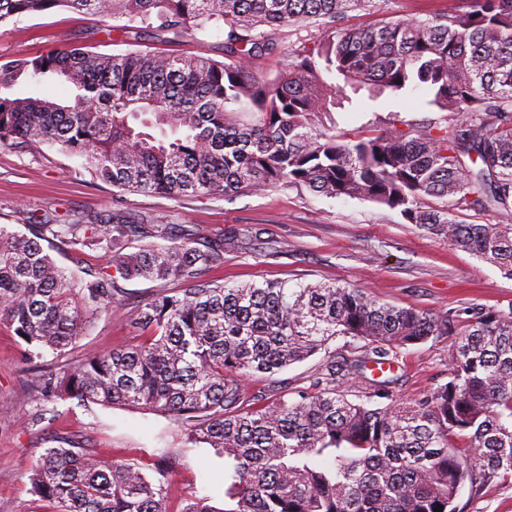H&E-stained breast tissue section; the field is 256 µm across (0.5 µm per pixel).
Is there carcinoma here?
I'll list each match as a JSON object with an SVG mask.
<instances>
[{"instance_id":"carcinoma-1","label":"carcinoma","mask_w":512,"mask_h":512,"mask_svg":"<svg viewBox=\"0 0 512 512\" xmlns=\"http://www.w3.org/2000/svg\"><path fill=\"white\" fill-rule=\"evenodd\" d=\"M372 2L0 0V25L69 9L117 21L128 35L224 36L222 60L84 47L20 53L0 63V143L57 146L122 192L231 197L283 186L369 201L512 278V0L339 25ZM307 25L318 36L291 50L275 78L257 80L250 61L280 53L276 31ZM47 76L64 78L73 96L9 93L20 79ZM418 86L444 116L376 135L336 132V110ZM454 211L501 223H459ZM29 231L0 226V323L28 360L66 349L103 312L141 334L135 347L35 366L39 400L145 409L180 424L185 444L224 456V508L189 498L180 512H458L464 487L512 479V312L430 313L335 283L228 286L211 272L252 238L236 224L201 244L163 214L118 209L104 221L45 217ZM61 246L104 248L115 274L67 273L49 253ZM119 277L162 289L125 312ZM439 336L455 337L446 382L397 403L391 381L372 379L363 401L347 399V385L392 365V352ZM338 337L365 342L364 355H329L310 386L258 406L263 397L246 381ZM145 469L71 441L42 450L31 490L44 512H169L165 457Z\"/></svg>"}]
</instances>
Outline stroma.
I'll return each instance as SVG.
<instances>
[{"label":"stroma","instance_id":"35a3bbf8","mask_svg":"<svg viewBox=\"0 0 512 512\" xmlns=\"http://www.w3.org/2000/svg\"><path fill=\"white\" fill-rule=\"evenodd\" d=\"M460 0H377L367 12L349 13L351 25L374 19L426 18L458 8ZM67 49L84 45L107 54L157 51L223 59L220 32H191L175 43L148 36L133 38L99 17L62 9L25 16L0 26V60L18 53H36L47 46ZM425 89L367 101L336 116L337 131L354 135L385 129L389 118L409 123L436 118ZM132 213H166L185 225L198 241L237 224L259 231L260 245L224 256L215 270L225 283L285 280L333 282L356 286L372 298L430 312L454 311L469 304L491 310H512V279L474 255L405 223L394 211L350 198L329 199L307 189L277 187L263 192L164 197L118 192L92 179L78 157L48 146L21 149L0 144V224L27 233L30 219L44 213L58 218L90 214L109 218L113 209ZM139 336L124 319L100 316L87 333L62 353H45L44 363L64 366L87 353L134 344ZM453 342L441 336L400 350L390 377L393 398L408 402L446 382V362ZM25 346L0 324V512H39L31 492V465L41 449L63 439L79 441L118 460L154 462L171 455L169 508L181 512L190 496L224 505V459L214 449L183 446L178 427L168 418L127 407L71 401L45 403L30 384L31 364ZM321 351L289 366L274 379L248 381L249 392L273 397V382L308 386L327 357ZM461 512H512V483L485 487L479 494L462 490Z\"/></svg>","mask_w":512,"mask_h":512}]
</instances>
